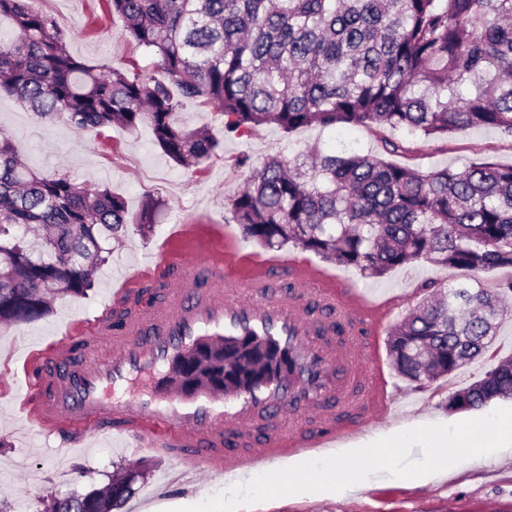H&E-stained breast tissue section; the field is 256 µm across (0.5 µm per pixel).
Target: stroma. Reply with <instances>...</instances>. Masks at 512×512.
Masks as SVG:
<instances>
[{
    "instance_id": "obj_1",
    "label": "stroma",
    "mask_w": 512,
    "mask_h": 512,
    "mask_svg": "<svg viewBox=\"0 0 512 512\" xmlns=\"http://www.w3.org/2000/svg\"><path fill=\"white\" fill-rule=\"evenodd\" d=\"M42 6L66 34L74 56L92 65H133L156 72L157 56L127 37L105 0H43ZM178 117L193 128L209 127L219 141L215 153L200 168L187 169L170 161L153 145L149 128L135 132L115 128L101 136L79 134L63 122L37 120L14 99L0 97V128L13 136L27 162L50 175L65 174L79 183L89 180L108 186L125 198L130 212H150L153 224L151 232H129L123 243L113 245L109 261L97 271L95 286L87 297L57 299L52 313L44 318L0 327V355L48 337L65 315L96 314L113 277L129 263L153 266L158 244L174 225H196L199 244L190 253L180 246L173 248L169 265H181L190 254L197 262H205L213 225L230 223L231 196L268 154L280 151L291 155L316 146L326 153L372 154L423 172L457 169L470 162L512 164V137L495 129L466 130L432 139L410 136L405 150L391 153L385 141L393 133L378 127L310 126L286 135L277 127L262 126L249 136L232 138L225 136L214 107L192 99L184 101ZM345 274L359 287L400 299L378 330L373 347L392 385L391 416L373 425L362 437V444L422 424H452L512 406V399L497 398L474 411L449 410V395L483 377L488 362L467 365L436 382L419 385L389 369L386 347L391 328L425 297L463 281L496 287L512 279V267L472 272L418 261L381 278L363 277L350 267ZM17 382L13 367H0V501L7 503L11 512H41L45 497L104 487L120 467L141 473L123 512H157L163 505L174 512L231 486L223 476L212 473L193 477L167 497L155 499L156 490L169 476L171 460L148 451L130 453L105 442L96 443L88 455L71 459L66 476H59L55 443L37 431L24 440L17 434L22 416L11 404ZM252 512H512V456L491 466L482 461L465 463L429 483H406L381 472L372 475L367 486L354 495L341 491L294 494L254 504Z\"/></svg>"
}]
</instances>
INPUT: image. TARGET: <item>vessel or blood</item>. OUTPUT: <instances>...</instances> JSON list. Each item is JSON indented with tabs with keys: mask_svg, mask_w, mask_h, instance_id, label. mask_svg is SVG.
Returning <instances> with one entry per match:
<instances>
[{
	"mask_svg": "<svg viewBox=\"0 0 512 512\" xmlns=\"http://www.w3.org/2000/svg\"><path fill=\"white\" fill-rule=\"evenodd\" d=\"M212 248L222 259L198 277L196 262L182 264L167 282L162 308L147 307L126 321L124 341L104 361L75 362L69 345L76 337L106 335L112 312L144 279L127 269L112 284L100 314L63 321L58 337L43 348L21 350L36 365L15 395L27 424L57 437L65 454L85 447V426L97 435L120 438L131 447L169 457L177 478L211 467L236 479L280 468L289 457L335 454L390 412L389 383L372 355V335L395 304L369 300L356 285L305 262L260 259L253 275H236L239 245L229 226L217 225ZM290 289L272 299L273 278ZM248 333L288 339L301 371L282 387L233 397L204 386L193 395L169 391L160 398L112 396L115 385L170 363L198 337L223 340ZM303 414L304 422L269 438L265 448H229L253 432L258 416Z\"/></svg>",
	"mask_w": 512,
	"mask_h": 512,
	"instance_id": "1",
	"label": "vessel or blood"
}]
</instances>
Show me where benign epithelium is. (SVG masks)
<instances>
[{"label": "benign epithelium", "instance_id": "1", "mask_svg": "<svg viewBox=\"0 0 512 512\" xmlns=\"http://www.w3.org/2000/svg\"><path fill=\"white\" fill-rule=\"evenodd\" d=\"M295 365L288 348L259 336H235L222 342L200 339L176 362L172 381L189 391L206 380L226 394L286 381Z\"/></svg>", "mask_w": 512, "mask_h": 512}]
</instances>
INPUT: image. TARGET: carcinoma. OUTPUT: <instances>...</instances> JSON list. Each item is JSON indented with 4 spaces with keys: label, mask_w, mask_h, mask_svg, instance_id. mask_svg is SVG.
<instances>
[{
    "label": "carcinoma",
    "mask_w": 512,
    "mask_h": 512,
    "mask_svg": "<svg viewBox=\"0 0 512 512\" xmlns=\"http://www.w3.org/2000/svg\"><path fill=\"white\" fill-rule=\"evenodd\" d=\"M160 74L72 55L40 0H0V95L78 133L150 128L179 166L218 142L179 119L183 100L214 106L224 134L264 125L387 127L424 137L497 129L512 137V0H106ZM232 219L269 250L312 252L367 278L419 260L487 272L512 267V164L423 173L371 154L268 156L234 193ZM151 230L109 188L43 175L0 131V326L86 297L109 242ZM512 280L459 283L424 299L389 333L398 376L431 383L483 358ZM512 397V356L449 397L479 409ZM130 476L43 501V512H116Z\"/></svg>",
    "instance_id": "1"
}]
</instances>
